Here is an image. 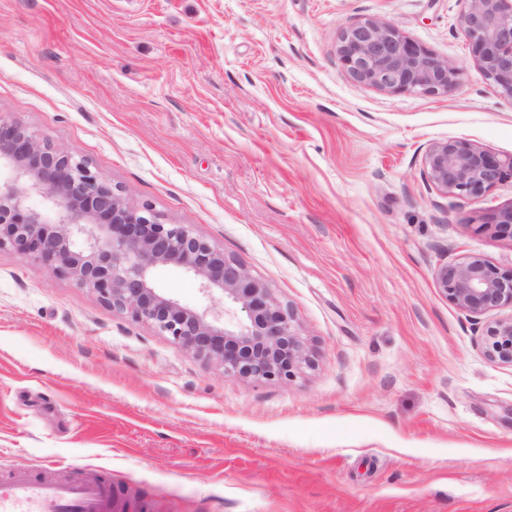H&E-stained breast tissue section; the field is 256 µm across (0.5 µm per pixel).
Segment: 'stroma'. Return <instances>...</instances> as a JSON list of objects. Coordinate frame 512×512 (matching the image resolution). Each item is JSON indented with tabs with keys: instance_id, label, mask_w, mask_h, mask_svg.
<instances>
[{
	"instance_id": "stroma-1",
	"label": "stroma",
	"mask_w": 512,
	"mask_h": 512,
	"mask_svg": "<svg viewBox=\"0 0 512 512\" xmlns=\"http://www.w3.org/2000/svg\"><path fill=\"white\" fill-rule=\"evenodd\" d=\"M465 0H0V117L239 260L315 356L241 381L0 250V478L108 475L124 512H512V367L435 272L476 256L512 183L467 200L433 144L512 156V97L478 68ZM374 18L458 63L439 95L352 80L346 25ZM156 285L209 306L177 267Z\"/></svg>"
}]
</instances>
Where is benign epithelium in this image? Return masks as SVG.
<instances>
[{
    "label": "benign epithelium",
    "instance_id": "obj_1",
    "mask_svg": "<svg viewBox=\"0 0 512 512\" xmlns=\"http://www.w3.org/2000/svg\"><path fill=\"white\" fill-rule=\"evenodd\" d=\"M462 28L486 80L512 96V0H466ZM336 54L356 82L386 92L435 95L454 86L459 66L440 59L396 26L364 19L342 29ZM0 250L38 254L53 272L94 291L113 311L168 336L227 378L284 381L313 367L312 350L292 311L244 265L185 224L165 222L114 190L89 163L43 139L29 126L0 118ZM424 173L445 193L476 200L512 180V157L466 141L432 145ZM31 195L44 200L35 210ZM487 230L512 238V205L490 215ZM163 266L179 267L210 298L204 309L185 306L156 286ZM460 310L483 315L512 307V269L467 256L435 274ZM485 356L512 366V317L486 325Z\"/></svg>",
    "mask_w": 512,
    "mask_h": 512
}]
</instances>
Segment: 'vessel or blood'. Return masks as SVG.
Returning <instances> with one entry per match:
<instances>
[{
    "label": "vessel or blood",
    "mask_w": 512,
    "mask_h": 512,
    "mask_svg": "<svg viewBox=\"0 0 512 512\" xmlns=\"http://www.w3.org/2000/svg\"><path fill=\"white\" fill-rule=\"evenodd\" d=\"M118 508L111 483L96 477L55 482L19 470L0 482V512H117Z\"/></svg>",
    "instance_id": "vessel-or-blood-1"
}]
</instances>
